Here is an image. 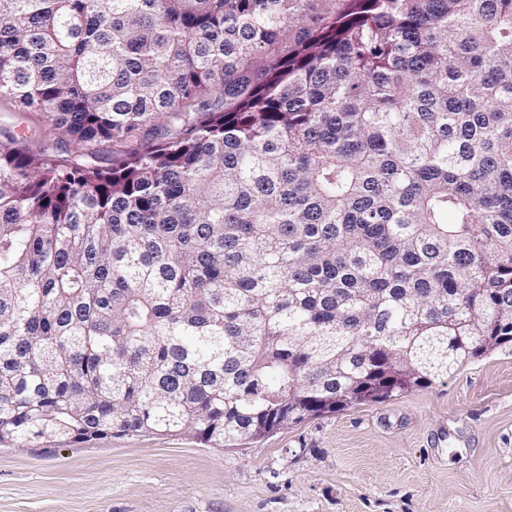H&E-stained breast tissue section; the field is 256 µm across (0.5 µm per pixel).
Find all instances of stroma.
I'll return each instance as SVG.
<instances>
[{
  "label": "stroma",
  "instance_id": "stroma-1",
  "mask_svg": "<svg viewBox=\"0 0 512 512\" xmlns=\"http://www.w3.org/2000/svg\"><path fill=\"white\" fill-rule=\"evenodd\" d=\"M72 150L0 101V132ZM0 512H512V352L220 449L191 435L0 444Z\"/></svg>",
  "mask_w": 512,
  "mask_h": 512
}]
</instances>
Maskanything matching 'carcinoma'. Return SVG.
Here are the masks:
<instances>
[{
	"label": "carcinoma",
	"instance_id": "1",
	"mask_svg": "<svg viewBox=\"0 0 512 512\" xmlns=\"http://www.w3.org/2000/svg\"><path fill=\"white\" fill-rule=\"evenodd\" d=\"M308 2L0 0L76 145L0 139V441L224 448L512 347V0Z\"/></svg>",
	"mask_w": 512,
	"mask_h": 512
}]
</instances>
